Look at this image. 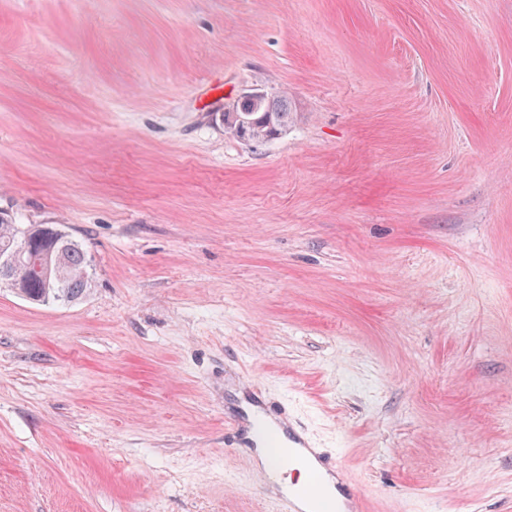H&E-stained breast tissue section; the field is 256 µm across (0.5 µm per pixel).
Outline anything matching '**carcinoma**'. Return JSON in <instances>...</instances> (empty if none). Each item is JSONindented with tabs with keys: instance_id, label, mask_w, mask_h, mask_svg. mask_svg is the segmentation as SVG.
<instances>
[{
	"instance_id": "obj_1",
	"label": "carcinoma",
	"mask_w": 512,
	"mask_h": 512,
	"mask_svg": "<svg viewBox=\"0 0 512 512\" xmlns=\"http://www.w3.org/2000/svg\"><path fill=\"white\" fill-rule=\"evenodd\" d=\"M291 112L288 93L265 95L257 110L239 122L229 112L223 120L224 133L239 139L267 142L278 138L288 129ZM29 234L36 255H60L59 276L54 287H46L34 267L20 264L11 278L0 279V285L13 287V282L23 284L20 295L36 304L69 303L80 299L91 287L90 257L85 244L57 224H15L0 216V254L12 252L24 234Z\"/></svg>"
}]
</instances>
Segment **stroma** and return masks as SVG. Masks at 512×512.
Here are the masks:
<instances>
[{
  "label": "stroma",
  "instance_id": "stroma-1",
  "mask_svg": "<svg viewBox=\"0 0 512 512\" xmlns=\"http://www.w3.org/2000/svg\"><path fill=\"white\" fill-rule=\"evenodd\" d=\"M0 209L92 259L0 288V512H273L245 375L367 512H512V0H0ZM263 96V91L250 89L238 95L232 104H225L224 112L227 113L223 120L224 133L243 140L267 142L286 132L291 115L288 94L283 92L272 96L266 93L256 112H254L255 106L245 107L247 104L256 105ZM233 112L239 115L248 112L246 117L249 121L240 123ZM28 233L33 242L36 255L55 253L60 255L58 263L59 276L54 283L55 288H47L51 271L50 255L38 260L39 270L43 278L34 267L26 262L21 263L14 276H10L16 266V257L5 255L11 253L22 236ZM0 285L13 288L8 280L17 282L22 298L36 304L69 303L80 299L91 288L90 257L85 244L64 228L57 224H13L8 218L0 216ZM24 288H20L18 283ZM17 294V293H16ZM18 295V294H17Z\"/></svg>",
  "mask_w": 512,
  "mask_h": 512
}]
</instances>
